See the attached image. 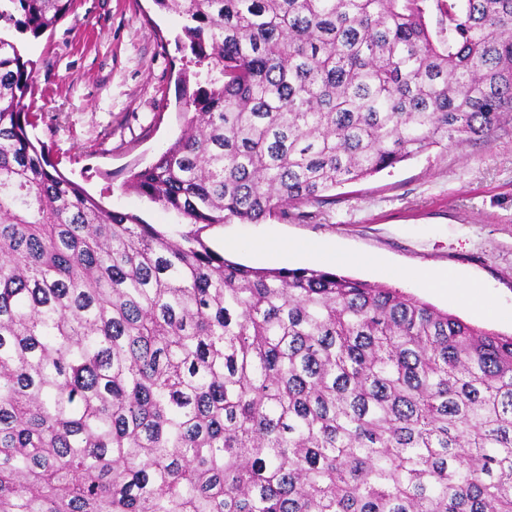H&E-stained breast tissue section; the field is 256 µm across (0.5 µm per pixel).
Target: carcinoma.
Here are the masks:
<instances>
[{
	"instance_id": "obj_1",
	"label": "carcinoma",
	"mask_w": 512,
	"mask_h": 512,
	"mask_svg": "<svg viewBox=\"0 0 512 512\" xmlns=\"http://www.w3.org/2000/svg\"><path fill=\"white\" fill-rule=\"evenodd\" d=\"M153 3L206 67L126 183L176 237L59 172L0 37V512H512V335L203 237L511 122L512 0Z\"/></svg>"
}]
</instances>
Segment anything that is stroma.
<instances>
[{
	"label": "stroma",
	"instance_id": "stroma-1",
	"mask_svg": "<svg viewBox=\"0 0 512 512\" xmlns=\"http://www.w3.org/2000/svg\"><path fill=\"white\" fill-rule=\"evenodd\" d=\"M183 20L152 0H76L73 13L40 37L24 36L35 63L32 133L51 159L106 208L170 234L185 220L125 191L131 170L153 164L180 133V75L198 67ZM226 259L262 268L310 266L306 257L258 252L272 241L319 243L354 256L338 272L396 289L466 323L512 333V124L488 140L436 147L256 224L227 220L207 230ZM409 270L451 271L480 285L497 314L487 318L453 295L406 278Z\"/></svg>",
	"mask_w": 512,
	"mask_h": 512
}]
</instances>
